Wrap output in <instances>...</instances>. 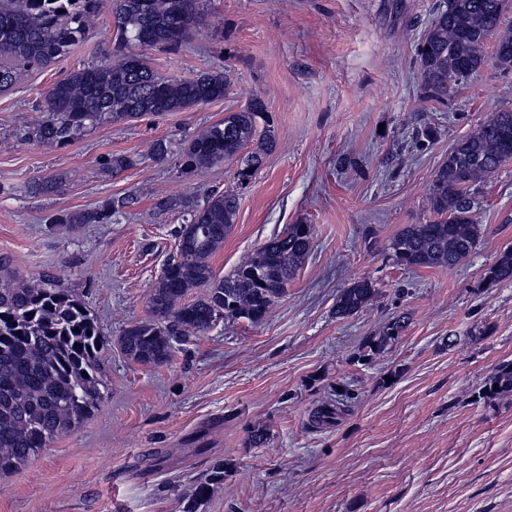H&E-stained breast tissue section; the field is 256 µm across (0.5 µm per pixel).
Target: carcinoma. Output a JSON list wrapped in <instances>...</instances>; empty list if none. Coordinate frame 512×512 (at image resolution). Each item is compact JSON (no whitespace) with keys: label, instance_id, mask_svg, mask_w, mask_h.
<instances>
[{"label":"carcinoma","instance_id":"cac0c4a2","mask_svg":"<svg viewBox=\"0 0 512 512\" xmlns=\"http://www.w3.org/2000/svg\"><path fill=\"white\" fill-rule=\"evenodd\" d=\"M119 43L172 50L205 16L206 0H111ZM103 0H0V91L22 71L43 69L85 40L88 18ZM507 0H453L437 11L417 51L426 99L439 104L448 93L493 60L512 68V26L504 23ZM228 71L216 69L192 79H172L152 69L141 54L123 53L104 65L72 71L56 81L38 104L42 115L25 137L45 146L66 145L100 124L144 115L181 112L224 97ZM276 143L267 106L259 97L207 127L181 147V168L201 173L226 160L240 161L239 177L260 167ZM512 160V109L499 108L459 140L437 168L430 187L433 218L408 224L388 244L401 266L448 269L469 257L482 238L480 207L473 190ZM137 160L114 154L107 168L120 172ZM125 199L96 209L60 214L56 224H103L125 207ZM159 206L186 211L176 233V254L164 265L149 295V317L124 329L119 339L127 359L147 366L166 363L175 344L207 334L225 320L259 324L288 292L293 273L313 243L310 224H288L272 234L247 261L222 277L212 256L236 224L239 198L213 191L203 202L166 198ZM484 284L512 282V249L503 251L483 274ZM198 295L192 297L190 293ZM379 293L369 279L341 289L334 310L339 319L357 314ZM408 326V317L388 321L371 339V354L384 352ZM104 340L83 305L51 278L25 279L0 257V476L25 465L56 438L72 431L102 399L100 370ZM498 389H493V385ZM512 393V360L488 377L484 398ZM345 392L314 414L319 424L338 416Z\"/></svg>","mask_w":512,"mask_h":512}]
</instances>
